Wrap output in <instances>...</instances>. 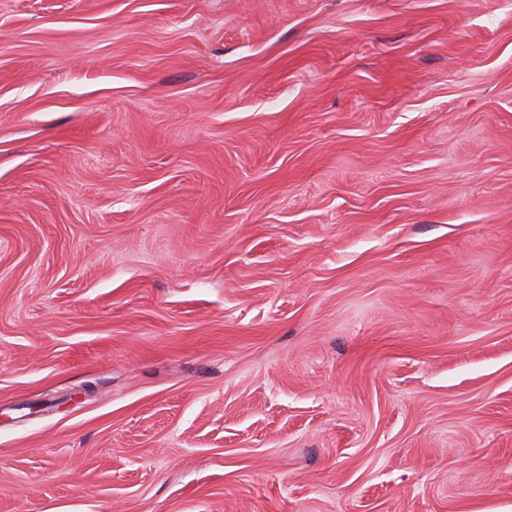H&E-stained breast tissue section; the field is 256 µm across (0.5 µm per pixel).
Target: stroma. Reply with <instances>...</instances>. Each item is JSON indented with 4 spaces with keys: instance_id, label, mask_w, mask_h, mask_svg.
I'll list each match as a JSON object with an SVG mask.
<instances>
[{
    "instance_id": "stroma-1",
    "label": "stroma",
    "mask_w": 512,
    "mask_h": 512,
    "mask_svg": "<svg viewBox=\"0 0 512 512\" xmlns=\"http://www.w3.org/2000/svg\"><path fill=\"white\" fill-rule=\"evenodd\" d=\"M0 512H512V0H0Z\"/></svg>"
}]
</instances>
